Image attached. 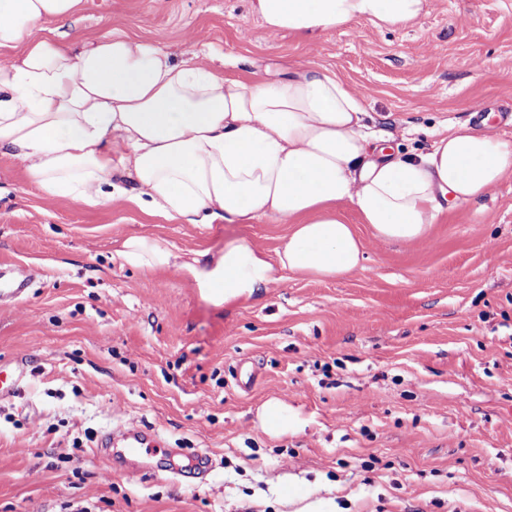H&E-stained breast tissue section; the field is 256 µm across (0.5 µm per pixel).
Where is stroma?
<instances>
[{
    "label": "stroma",
    "mask_w": 512,
    "mask_h": 512,
    "mask_svg": "<svg viewBox=\"0 0 512 512\" xmlns=\"http://www.w3.org/2000/svg\"><path fill=\"white\" fill-rule=\"evenodd\" d=\"M111 29L227 76L327 69L403 152L447 123L512 141V0H429L402 26L361 20L311 41L267 29L249 0H81L69 38ZM342 213L366 245L362 269L280 270L224 308L175 272L112 256L143 233L181 255L230 239L271 255L287 225L47 200L0 151V267L34 273L0 302V364L27 363L20 392L0 399V512H512V174L424 243L376 240ZM272 398L293 411L288 433L258 425ZM127 424L158 434L159 450L107 446Z\"/></svg>",
    "instance_id": "1"
}]
</instances>
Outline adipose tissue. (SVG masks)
I'll list each match as a JSON object with an SVG mask.
<instances>
[{
	"label": "adipose tissue",
	"mask_w": 512,
	"mask_h": 512,
	"mask_svg": "<svg viewBox=\"0 0 512 512\" xmlns=\"http://www.w3.org/2000/svg\"><path fill=\"white\" fill-rule=\"evenodd\" d=\"M80 0H0V149L18 157L48 199L88 206L114 197L182 224H251L290 232L268 259L232 240L216 259L176 262L162 238L123 240L122 263L177 269L214 304L270 287L275 269L336 279L361 268L365 245L340 208L377 239L425 241L448 208L482 198L512 171V142L468 124L444 126L427 152L388 153L365 123L363 97L315 67L227 77L174 62L154 43L113 30L65 39ZM273 30L312 40L352 21L397 27L428 0H251Z\"/></svg>",
	"instance_id": "obj_1"
}]
</instances>
